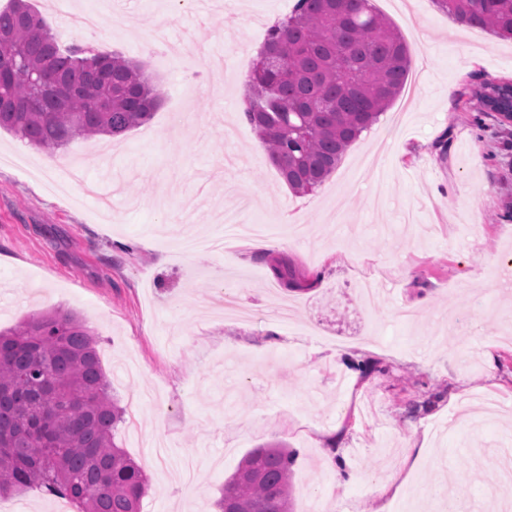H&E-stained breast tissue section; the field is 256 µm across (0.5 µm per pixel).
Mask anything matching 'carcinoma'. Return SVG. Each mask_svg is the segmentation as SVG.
I'll use <instances>...</instances> for the list:
<instances>
[{
	"mask_svg": "<svg viewBox=\"0 0 512 512\" xmlns=\"http://www.w3.org/2000/svg\"><path fill=\"white\" fill-rule=\"evenodd\" d=\"M459 22L512 38V0H435ZM265 71L244 109L288 187L308 194L400 94L408 44L372 0H296L270 29ZM0 130L52 153L77 138L119 137L148 123L161 93L143 64L63 47L29 0L0 9ZM465 112L512 114V79L463 93ZM97 341L79 316L47 311L0 330V496L33 486L77 512H140L144 469L114 442L124 421ZM296 451L255 448L224 480L219 512H292Z\"/></svg>",
	"mask_w": 512,
	"mask_h": 512,
	"instance_id": "carcinoma-1",
	"label": "carcinoma"
}]
</instances>
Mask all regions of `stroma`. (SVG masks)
<instances>
[{
	"mask_svg": "<svg viewBox=\"0 0 512 512\" xmlns=\"http://www.w3.org/2000/svg\"><path fill=\"white\" fill-rule=\"evenodd\" d=\"M294 0H109L72 40L144 64L162 95L116 140L76 139L56 159L112 191V209L51 191L50 156L0 132V329L50 310L94 331L131 422L114 441L150 481L142 512H214L249 450L297 449L293 512H489L484 494L512 449V121L458 111L475 76L512 79V40L461 24L434 0H373L407 42L406 85L312 194L293 193L244 120L268 28ZM224 59L166 67L165 44ZM448 140L439 158V137ZM287 239L290 290L262 242L198 259L190 232L214 213ZM232 281L242 320L210 298ZM438 399L430 411L421 404ZM357 479L340 488L325 459ZM427 446L407 448L414 432Z\"/></svg>",
	"mask_w": 512,
	"mask_h": 512,
	"instance_id": "35a3bbf8",
	"label": "stroma"
}]
</instances>
